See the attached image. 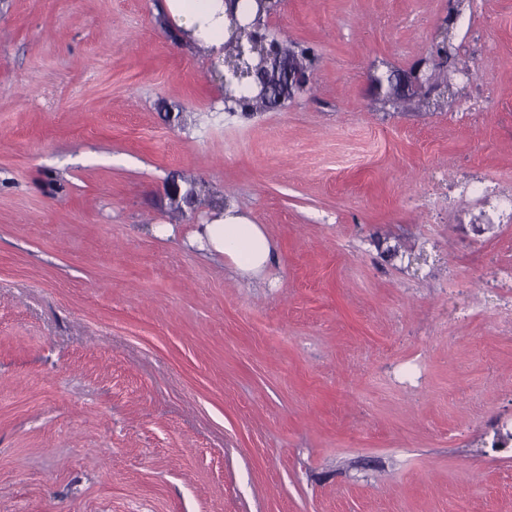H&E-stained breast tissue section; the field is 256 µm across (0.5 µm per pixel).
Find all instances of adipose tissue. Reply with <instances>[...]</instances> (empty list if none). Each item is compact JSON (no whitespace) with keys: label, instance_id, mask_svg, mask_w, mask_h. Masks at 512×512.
<instances>
[{"label":"adipose tissue","instance_id":"1","mask_svg":"<svg viewBox=\"0 0 512 512\" xmlns=\"http://www.w3.org/2000/svg\"><path fill=\"white\" fill-rule=\"evenodd\" d=\"M164 8L188 39L223 53L224 0H164ZM191 241L207 253L224 255L245 276L261 275L275 261L260 225L231 204L216 210L212 222L202 225Z\"/></svg>","mask_w":512,"mask_h":512}]
</instances>
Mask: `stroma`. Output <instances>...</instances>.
<instances>
[{
    "label": "stroma",
    "instance_id": "obj_1",
    "mask_svg": "<svg viewBox=\"0 0 512 512\" xmlns=\"http://www.w3.org/2000/svg\"><path fill=\"white\" fill-rule=\"evenodd\" d=\"M163 4L0 0V512H512V223L460 188L512 191V0L423 108L374 79L450 0H281L312 79L247 115ZM222 199L264 278L189 245ZM494 104V96L487 90L457 101L451 111L462 114L469 112H487Z\"/></svg>",
    "mask_w": 512,
    "mask_h": 512
}]
</instances>
